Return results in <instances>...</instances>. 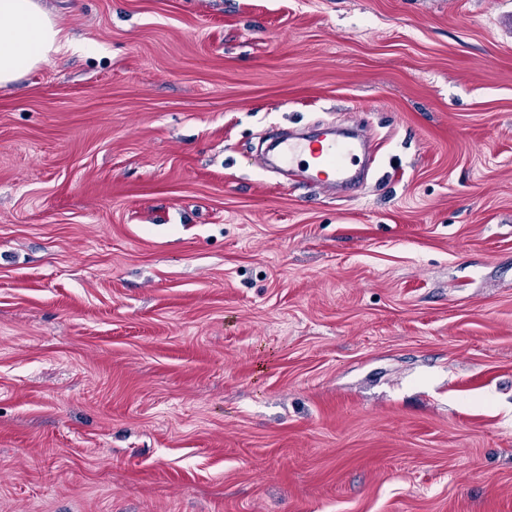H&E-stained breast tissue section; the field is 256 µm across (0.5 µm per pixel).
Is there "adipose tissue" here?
I'll return each instance as SVG.
<instances>
[{
  "label": "adipose tissue",
  "instance_id": "adipose-tissue-1",
  "mask_svg": "<svg viewBox=\"0 0 512 512\" xmlns=\"http://www.w3.org/2000/svg\"><path fill=\"white\" fill-rule=\"evenodd\" d=\"M61 31L36 0H0V87L49 60Z\"/></svg>",
  "mask_w": 512,
  "mask_h": 512
}]
</instances>
